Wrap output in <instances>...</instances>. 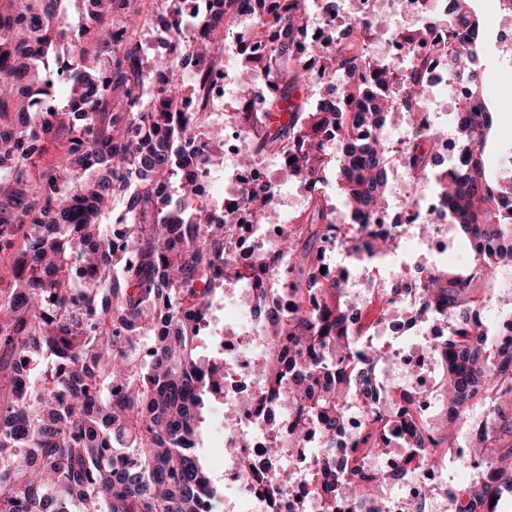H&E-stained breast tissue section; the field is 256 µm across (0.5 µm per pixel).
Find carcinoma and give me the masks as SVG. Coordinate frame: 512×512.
Returning a JSON list of instances; mask_svg holds the SVG:
<instances>
[{"label":"carcinoma","instance_id":"cac0c4a2","mask_svg":"<svg viewBox=\"0 0 512 512\" xmlns=\"http://www.w3.org/2000/svg\"><path fill=\"white\" fill-rule=\"evenodd\" d=\"M62 2L0 0V251H13L11 265L0 270V512H216L224 496L194 448L208 404L221 398L224 362L199 348L212 328L217 291L242 280L260 297L252 315L264 348L254 366L262 384L256 411L278 399L291 422L288 435L267 448L270 461L316 428L326 437L320 485L374 498L376 471H364L357 459L346 478L330 456L347 406L359 392L376 394L374 365L383 355L374 349L362 363L359 348L389 301L379 300L373 322L357 321L339 285L343 275L330 278L321 267L332 236L360 259L395 251L398 238L375 237L367 224L347 230L335 223V207L317 199L239 268L237 210L199 205L194 187L218 170L224 124L181 109L188 97L206 105L208 64L224 53L223 17L235 0H205L190 15L184 0H164L175 52L165 62L126 25L105 22L131 14L137 0H81L79 38L65 23ZM245 2L269 24L274 49L241 55L240 99H252L256 80L272 86L255 106L228 116L254 142L242 167L269 154L317 189L333 166L347 208L367 219L387 205L394 163L440 180L457 243L470 249L472 263L490 271L512 263V222L501 218L512 213V179L491 173L484 161L496 113L485 101L486 75L473 67L483 37L467 0L448 12L460 37L452 47L432 41L429 18L407 32L410 64L402 73L381 55L361 70L369 43L360 24L326 39L314 61L298 54L308 0ZM62 42L71 47L62 85L68 146L57 165L34 178L43 143L63 124L46 79L48 56ZM438 55L452 83L466 86L455 113L460 163L452 168L436 154L432 129L415 132L395 158L383 139L395 113L419 127L429 93L425 71ZM187 58L197 71L185 82ZM347 75L357 83L343 80ZM328 76L340 84L319 100L311 85ZM361 96L372 97L373 107L352 116L354 132L335 160L325 139ZM118 197L123 215L101 223ZM242 205L253 223H270V194L246 191ZM415 287L426 309L411 310L412 321L438 309L454 325L441 352L448 419L425 422L410 412L409 395L394 392L368 410L354 453H381L398 427L408 435L403 447L416 449L405 464L425 459L427 448L450 458L467 400L482 399L490 417L470 438L469 454L489 461L492 475L467 483L468 503L458 512L475 505L505 512L504 501H512V337L476 322V302L492 283L439 267ZM36 358L44 364L33 374Z\"/></svg>","mask_w":512,"mask_h":512}]
</instances>
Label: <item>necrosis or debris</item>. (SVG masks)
I'll return each instance as SVG.
<instances>
[{"label":"necrosis or debris","mask_w":512,"mask_h":512,"mask_svg":"<svg viewBox=\"0 0 512 512\" xmlns=\"http://www.w3.org/2000/svg\"><path fill=\"white\" fill-rule=\"evenodd\" d=\"M257 23L247 9H240L229 32V49L224 62L216 66L217 81L211 86L207 110L212 120H220L225 113L238 111L241 100L237 85L239 75L233 61L241 53L268 54L267 40L258 38ZM248 147V135L238 127L225 129L224 156L233 165L223 176H214L201 182L200 198L213 199L215 191H223L224 205L239 206L245 190L268 188L270 179L279 172L281 159L265 157L253 167L237 165L238 156ZM395 203L371 217L375 233H400L402 246L396 253L376 261L358 260L344 246L329 242L325 248L328 274L345 271L343 284L352 293L353 314H364L371 301L382 294L393 299L392 312L379 325L377 334L390 340L397 356L389 366L387 376L412 394L421 409L430 416L444 410L439 360L434 347L447 336L451 327L448 319L430 315L418 332H411L406 311L419 308L423 299L415 291L396 292L400 271L428 269L440 265L448 253V201L435 180L416 178L401 171L392 174ZM430 225L429 236L419 234L421 225ZM255 304L254 297L224 295V312L236 321L237 333L224 338V404L238 409L239 417L231 423L220 424L217 436L224 439V453L218 461L224 470V500L227 512H321L324 497L315 488L311 466L317 454L315 437H308L305 447L292 449L285 465L294 476L288 486L279 485L273 478L275 465L268 461L266 449L275 437L288 429L287 415L255 412L254 400L260 389L253 367L257 348L252 344L253 331L248 314ZM366 467L383 469L386 484L378 491L379 512H448V483L439 464H427L416 477H399L401 455L389 452L366 459Z\"/></svg>","instance_id":"necrosis-or-debris-1"}]
</instances>
